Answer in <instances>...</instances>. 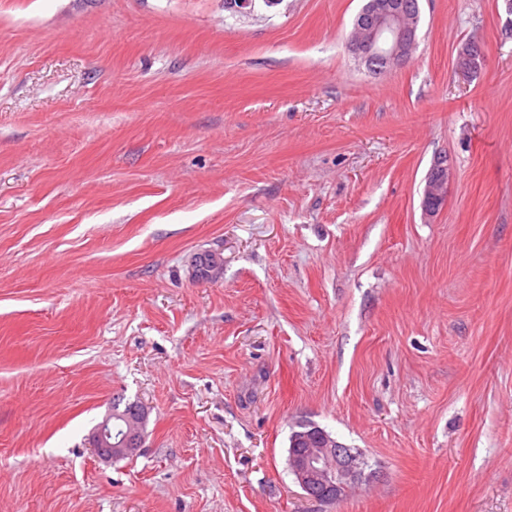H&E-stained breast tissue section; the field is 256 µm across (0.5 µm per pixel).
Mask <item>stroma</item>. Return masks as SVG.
Here are the masks:
<instances>
[{
	"mask_svg": "<svg viewBox=\"0 0 512 512\" xmlns=\"http://www.w3.org/2000/svg\"><path fill=\"white\" fill-rule=\"evenodd\" d=\"M364 3L0 0V512H512V13L419 0L372 75ZM446 162V157L437 158L432 168V174L425 184L424 210L429 215L439 211L446 202L448 194V167ZM123 401V399H122ZM118 397L112 403V416L106 417L92 433V446L98 455L110 459H119L131 454L136 448L140 447L141 439L136 431L134 419L127 418L124 432L114 440L112 437L117 434L124 425L125 417L130 413L137 411L140 417L139 428L142 437L145 434V426L148 419V410L140 402L133 401L125 404L120 410L122 404ZM120 460V459H119ZM319 427V426H318ZM312 427L302 433L301 441L307 448H296L292 451L290 464L295 478L302 490L312 499H317L320 486L332 488L336 498L363 479V471L357 462L356 454L344 450L345 446L335 439L329 438L320 430ZM326 431V430H324ZM327 432V431H326ZM338 476L340 483H331V475ZM320 488L322 496L332 492Z\"/></svg>",
	"mask_w": 512,
	"mask_h": 512,
	"instance_id": "obj_1",
	"label": "stroma"
}]
</instances>
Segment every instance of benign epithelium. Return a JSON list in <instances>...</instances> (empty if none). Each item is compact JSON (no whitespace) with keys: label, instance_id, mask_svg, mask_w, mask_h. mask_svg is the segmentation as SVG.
Here are the masks:
<instances>
[{"label":"benign epithelium","instance_id":"1","mask_svg":"<svg viewBox=\"0 0 512 512\" xmlns=\"http://www.w3.org/2000/svg\"><path fill=\"white\" fill-rule=\"evenodd\" d=\"M370 22H365L366 16ZM361 36L350 44L353 53L361 60L382 57L390 66H401L409 61L415 48L413 27L405 23L404 14L396 0H368L356 20ZM448 194L447 159L439 157L434 162L432 174L424 189V210L432 215L446 202ZM92 446L96 452L110 459H119L140 447L141 439L134 419L127 418L124 432L112 438V417H106L92 433ZM304 448L292 451L290 464L302 490L312 499L317 498L321 486L336 490V497L363 479V471L356 454L344 445L313 427L302 433Z\"/></svg>","mask_w":512,"mask_h":512}]
</instances>
